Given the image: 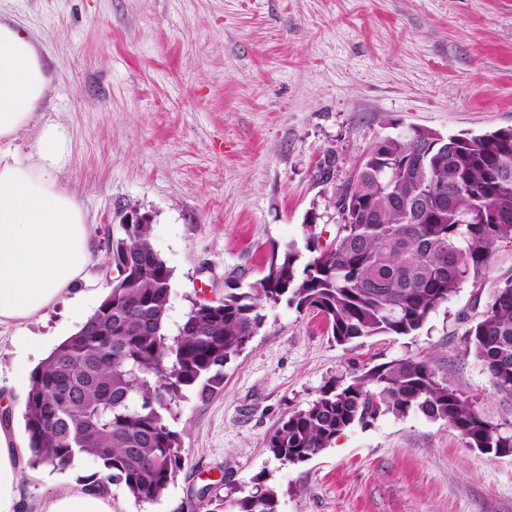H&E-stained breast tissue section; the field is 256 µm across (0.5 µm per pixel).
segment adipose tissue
Listing matches in <instances>:
<instances>
[{
    "mask_svg": "<svg viewBox=\"0 0 512 512\" xmlns=\"http://www.w3.org/2000/svg\"><path fill=\"white\" fill-rule=\"evenodd\" d=\"M51 82L29 33L0 20V324L33 323L68 294L84 301L76 287L91 262L89 229L58 182L65 134L47 125L28 156L10 148L42 111ZM17 446V436L0 426V512L19 510Z\"/></svg>",
    "mask_w": 512,
    "mask_h": 512,
    "instance_id": "adipose-tissue-1",
    "label": "adipose tissue"
}]
</instances>
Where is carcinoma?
Masks as SVG:
<instances>
[{
  "instance_id": "1",
  "label": "carcinoma",
  "mask_w": 512,
  "mask_h": 512,
  "mask_svg": "<svg viewBox=\"0 0 512 512\" xmlns=\"http://www.w3.org/2000/svg\"><path fill=\"white\" fill-rule=\"evenodd\" d=\"M339 225L322 245L306 225L300 264L293 244L271 251L263 275L224 298L195 302L171 333L172 270L154 250L151 224H123L110 261L127 274L79 330L34 368L24 402L32 465L101 463L88 486L119 485L140 503L159 501L182 468L173 429L184 391H220L224 366L261 328L267 305L285 300L321 315L334 339L408 336L464 285L485 287L496 254L512 249V127L443 136L428 130L369 145L339 194ZM498 395L512 399V275L495 283L466 333ZM419 412L444 421L465 446L498 456L512 427L475 402L427 359L374 365L284 419L267 447L284 465L311 459L354 423L382 413ZM279 493L262 482L248 494L208 501V512H279Z\"/></svg>"
}]
</instances>
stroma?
Segmentation results:
<instances>
[{
    "mask_svg": "<svg viewBox=\"0 0 512 512\" xmlns=\"http://www.w3.org/2000/svg\"><path fill=\"white\" fill-rule=\"evenodd\" d=\"M25 25L53 76L50 100L16 145L60 126L61 185L90 231L95 311L113 277L109 242L125 214L152 224L173 271L169 327L193 302L260 278L272 247L304 244V217L336 234L335 203L365 149L409 128L444 135L512 127V0H0ZM484 309L464 286L409 336L336 343L315 313L280 303L224 368L207 398L185 392L173 423L185 448L153 504L122 487L112 512H181L203 487L279 491V512H512V456L466 448L441 421L385 414L339 434L311 460L284 465L276 426L325 390L401 358L430 360L489 419L512 425L465 334ZM83 320L50 307L18 351L0 326V373L35 368ZM21 449L20 512H45L98 471L34 467Z\"/></svg>",
    "mask_w": 512,
    "mask_h": 512,
    "instance_id": "stroma-1",
    "label": "stroma"
}]
</instances>
